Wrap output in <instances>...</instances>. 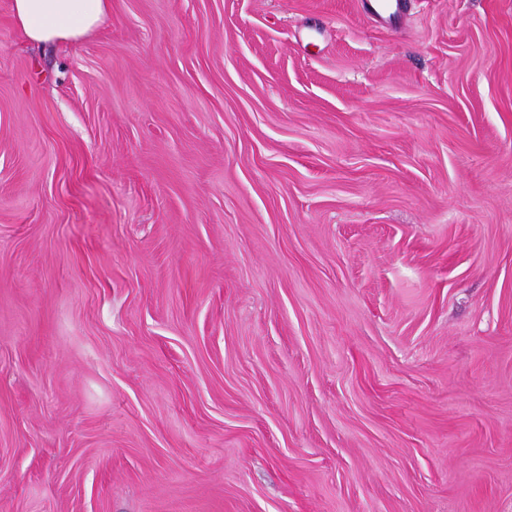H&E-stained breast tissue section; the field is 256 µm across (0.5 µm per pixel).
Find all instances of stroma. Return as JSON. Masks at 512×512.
I'll return each mask as SVG.
<instances>
[{
	"label": "stroma",
	"mask_w": 512,
	"mask_h": 512,
	"mask_svg": "<svg viewBox=\"0 0 512 512\" xmlns=\"http://www.w3.org/2000/svg\"><path fill=\"white\" fill-rule=\"evenodd\" d=\"M0 0V512H512V0ZM112 0H12L14 25L33 44L75 42L110 16Z\"/></svg>",
	"instance_id": "stroma-1"
}]
</instances>
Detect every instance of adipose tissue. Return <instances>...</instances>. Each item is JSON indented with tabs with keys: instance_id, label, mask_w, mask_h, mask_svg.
Returning <instances> with one entry per match:
<instances>
[{
	"instance_id": "1",
	"label": "adipose tissue",
	"mask_w": 512,
	"mask_h": 512,
	"mask_svg": "<svg viewBox=\"0 0 512 512\" xmlns=\"http://www.w3.org/2000/svg\"><path fill=\"white\" fill-rule=\"evenodd\" d=\"M112 0H12L14 25L33 44L77 41L110 16Z\"/></svg>"
}]
</instances>
